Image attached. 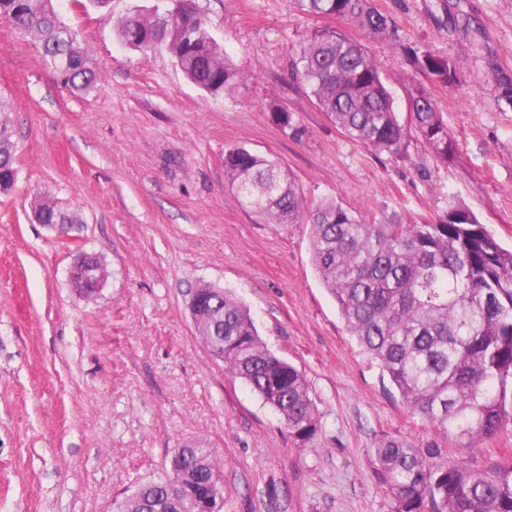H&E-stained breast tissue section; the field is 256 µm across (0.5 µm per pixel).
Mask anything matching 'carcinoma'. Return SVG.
<instances>
[{"label": "carcinoma", "mask_w": 512, "mask_h": 512, "mask_svg": "<svg viewBox=\"0 0 512 512\" xmlns=\"http://www.w3.org/2000/svg\"><path fill=\"white\" fill-rule=\"evenodd\" d=\"M309 14L334 15L368 34H394L391 17L370 0H296ZM0 17L37 38L44 65L72 92L100 80L78 35L60 20L53 0H0ZM117 34L133 48H165L184 76L202 90L230 94L244 77L207 31L191 0H156L120 18ZM411 68L434 84L451 85L447 56L396 43ZM293 78L321 112L350 139L397 160L406 157L405 124L369 47L338 29L307 34L292 61ZM410 126L436 161L452 160L456 144L430 92L413 86ZM228 186L242 206L275 224L310 225L314 266L357 345L387 372L404 402L436 426L472 440L496 432L512 418V249L503 247L474 212L453 202L433 224H384L333 200L309 204L269 157L235 147L224 154ZM14 143L0 122V190L14 186ZM40 224H77L79 217L39 203ZM104 273L98 257L81 260L72 285L92 297L85 269ZM204 311L197 329L229 370L284 419L302 442L316 433L315 407L303 374L261 342L249 310L224 288L200 289ZM377 477L393 512H512V465L471 467L438 460L439 449L386 438L374 449ZM176 482L141 489L117 505L119 512H184L205 503L223 481L212 449L180 448L173 458Z\"/></svg>", "instance_id": "cac0c4a2"}]
</instances>
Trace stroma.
Here are the masks:
<instances>
[{
  "label": "stroma",
  "mask_w": 512,
  "mask_h": 512,
  "mask_svg": "<svg viewBox=\"0 0 512 512\" xmlns=\"http://www.w3.org/2000/svg\"><path fill=\"white\" fill-rule=\"evenodd\" d=\"M152 3L112 0L106 13L56 0L102 77L87 94L58 84L34 41L0 20V116L18 167L0 193V512H113L196 440L223 464V512H391L374 455L385 437L435 445L451 463L512 464V420L468 441L413 412L347 330L309 225L267 223L224 176L225 152L242 146L277 159L307 202L405 224L462 202L511 247L512 0H372L395 24L372 39L293 0H195L244 77L216 96L166 50L117 36V18ZM325 26L367 39L403 114L411 74L396 41L452 59L456 83L430 87L452 162L415 138L404 159L376 154L326 119L290 75L304 35ZM40 199L80 224L37 223ZM83 253L106 268L92 298L70 283ZM203 284L231 291L263 344L302 372L311 440L210 353L189 310Z\"/></svg>",
  "instance_id": "1"
}]
</instances>
